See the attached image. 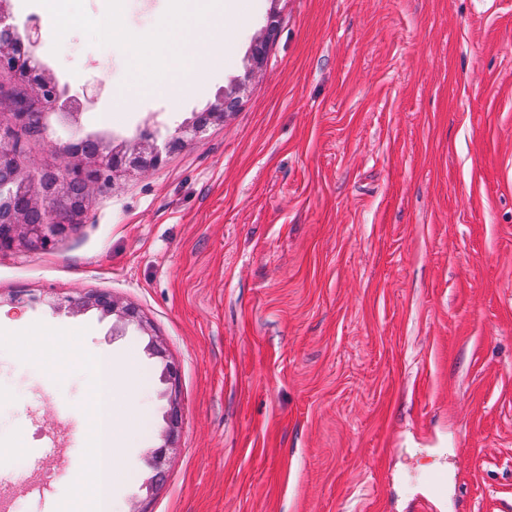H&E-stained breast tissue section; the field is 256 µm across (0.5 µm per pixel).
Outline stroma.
Wrapping results in <instances>:
<instances>
[{"label":"stroma","mask_w":512,"mask_h":512,"mask_svg":"<svg viewBox=\"0 0 512 512\" xmlns=\"http://www.w3.org/2000/svg\"><path fill=\"white\" fill-rule=\"evenodd\" d=\"M239 3L208 80L132 112L109 110L119 55L37 41L100 92L83 136L163 140L241 91L51 248L0 252V512L80 487L102 354L138 388L114 512H416L433 475L455 486L436 512H512V0ZM89 293L142 324L68 309ZM40 328L78 337L66 365L23 347ZM168 362L182 424L149 491Z\"/></svg>","instance_id":"stroma-1"}]
</instances>
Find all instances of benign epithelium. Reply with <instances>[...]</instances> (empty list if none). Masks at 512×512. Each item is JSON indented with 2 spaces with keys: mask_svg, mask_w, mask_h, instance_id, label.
Wrapping results in <instances>:
<instances>
[{
  "mask_svg": "<svg viewBox=\"0 0 512 512\" xmlns=\"http://www.w3.org/2000/svg\"><path fill=\"white\" fill-rule=\"evenodd\" d=\"M0 27L13 33L14 40L22 42L34 41L39 36L36 27L19 28L12 15L5 9V3H0ZM276 31L275 16L269 17L265 36L253 46V55L250 70L259 71L266 55L269 40ZM17 80L24 86L26 101L32 106L41 105L46 91L56 82V77L46 72L39 78L34 73H18ZM241 89L237 84L224 93V100L210 106L205 111L194 116L193 120L181 127L177 135L171 137L163 145H158L152 132L144 131L139 141L132 148L124 145H101L95 150L83 148V141H76L64 147L52 140L47 144L63 159V173L79 174L85 177L82 194L73 199L69 196L50 198L38 181L27 184L20 203L14 206L9 214L7 224L0 227V251L27 249L39 250L51 244L58 236L76 225L83 223L87 212V205L92 195L112 185L117 175H131L154 168L162 161V155L181 147L189 138L201 133L212 122L224 120V113L229 111V101ZM94 104V99L87 95L73 97L72 111L67 113L66 126L74 127L78 124L77 117L80 112ZM11 119L7 125L0 124V160H8L11 165L19 166L24 156V131L26 126L39 118L40 113L30 108L10 112ZM42 215L39 223L31 220L34 213ZM96 308L105 316L116 315L127 322L143 325L138 310L129 305H121L107 293H96L81 297L69 305L73 311ZM163 381L168 385L167 428L164 444L151 453L148 459L153 475L151 482L159 484L165 473L166 450L171 447L178 436L182 420V404L180 398V371L171 363L165 365Z\"/></svg>",
  "mask_w": 512,
  "mask_h": 512,
  "instance_id": "1",
  "label": "benign epithelium"
}]
</instances>
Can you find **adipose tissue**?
<instances>
[{
	"instance_id": "obj_1",
	"label": "adipose tissue",
	"mask_w": 512,
	"mask_h": 512,
	"mask_svg": "<svg viewBox=\"0 0 512 512\" xmlns=\"http://www.w3.org/2000/svg\"><path fill=\"white\" fill-rule=\"evenodd\" d=\"M92 366L105 368L107 372L106 379L98 383L93 407L95 415L105 416L109 426L104 431H92L94 449L85 464L86 486L80 489L77 498L62 505L61 512H112V497L122 480L118 470L120 437L113 420L116 408L125 399V393L111 356L96 357Z\"/></svg>"
}]
</instances>
